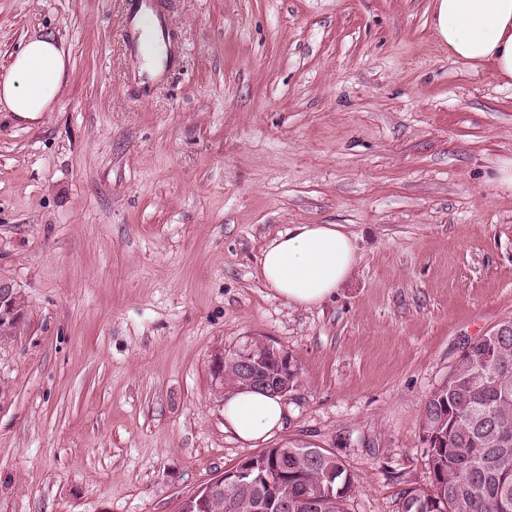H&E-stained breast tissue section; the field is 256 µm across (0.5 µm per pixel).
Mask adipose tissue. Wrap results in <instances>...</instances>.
Listing matches in <instances>:
<instances>
[{"label":"adipose tissue","instance_id":"1","mask_svg":"<svg viewBox=\"0 0 512 512\" xmlns=\"http://www.w3.org/2000/svg\"><path fill=\"white\" fill-rule=\"evenodd\" d=\"M433 27L451 55L491 63L499 80L512 84V0H434ZM67 60L49 35H32L0 76V112L34 120L51 111ZM357 256L339 224H296L263 251L262 277L291 305H317L336 294L353 274ZM285 421L282 399L236 388L224 397V429L249 444L265 441Z\"/></svg>","mask_w":512,"mask_h":512}]
</instances>
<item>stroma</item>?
<instances>
[{"label":"stroma","instance_id":"obj_1","mask_svg":"<svg viewBox=\"0 0 512 512\" xmlns=\"http://www.w3.org/2000/svg\"><path fill=\"white\" fill-rule=\"evenodd\" d=\"M174 67L145 83L123 0H0V73L50 35L51 111L0 112V512H178L297 440L398 512L433 473L428 395L512 320V85L449 55L432 0H159ZM294 224H340L357 266L289 305L260 276ZM296 358L282 430H224L214 357ZM5 289H7V291H4V296L2 295V297H0V319L1 320L5 319V317L9 316V315L11 316V318L15 316V315H12L13 311L11 310V308H15L16 311L18 312L22 307L21 298L17 292H14V288L9 283L1 282L0 283V291H3ZM4 297L6 300L9 301L10 305L8 304V302H2ZM10 306H11V308H10ZM12 325H13V322L9 321L8 319L1 321L0 322V335L1 336L9 335L10 327Z\"/></svg>","mask_w":512,"mask_h":512}]
</instances>
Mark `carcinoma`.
<instances>
[{"label": "carcinoma", "mask_w": 512, "mask_h": 512, "mask_svg": "<svg viewBox=\"0 0 512 512\" xmlns=\"http://www.w3.org/2000/svg\"><path fill=\"white\" fill-rule=\"evenodd\" d=\"M459 359L423 406L433 486L406 490L399 512H512V321L466 345ZM285 448L292 512H345L355 480L343 461L295 440ZM276 489L231 481L203 509L181 512H252L256 498Z\"/></svg>", "instance_id": "obj_1"}]
</instances>
